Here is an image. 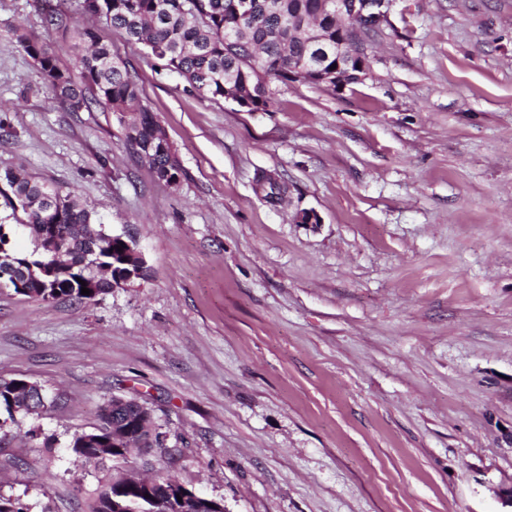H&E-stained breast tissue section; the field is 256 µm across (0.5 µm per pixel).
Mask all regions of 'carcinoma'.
I'll list each match as a JSON object with an SVG mask.
<instances>
[{"instance_id": "carcinoma-1", "label": "carcinoma", "mask_w": 512, "mask_h": 512, "mask_svg": "<svg viewBox=\"0 0 512 512\" xmlns=\"http://www.w3.org/2000/svg\"><path fill=\"white\" fill-rule=\"evenodd\" d=\"M249 13L240 14L237 0H83L85 10L105 19L106 25L126 43H149L151 55L185 78L200 94L224 97L235 91L248 112H267L274 103L271 83L312 79L288 69L292 61L308 62L307 38L288 19L299 9L310 13L320 0H250ZM236 33L239 45L224 51V34ZM81 39L88 44L74 66L62 68L48 47L23 35L17 45L37 63L55 96L73 112L102 104L116 115L124 142L158 179L180 180L182 169L172 144L162 140L159 122L148 108L142 89L129 73L117 49L85 28ZM7 189L0 194L21 226L31 236L34 249H15L12 227L0 223V250L14 258V267H0V286H9L27 297L67 299L92 303L112 292L116 271L128 268L127 239L99 225L96 214L71 194L16 175L0 173ZM52 195L54 202L45 201ZM86 285H81V282ZM91 290L81 294V288ZM41 387H28L21 378L0 381V413L16 417L39 415L50 409ZM165 447L156 431L153 410L133 399L114 397L101 409L100 424L92 431L74 434L71 448L88 461L127 460L128 448ZM183 497L185 501L178 502ZM91 512H213L201 498L170 472L161 471L148 484L127 478L107 484Z\"/></svg>"}]
</instances>
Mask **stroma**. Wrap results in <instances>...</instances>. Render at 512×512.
<instances>
[{
  "label": "stroma",
  "instance_id": "1",
  "mask_svg": "<svg viewBox=\"0 0 512 512\" xmlns=\"http://www.w3.org/2000/svg\"><path fill=\"white\" fill-rule=\"evenodd\" d=\"M0 0V170L77 196L143 278L96 302L0 288V380L52 408L0 427V494L90 512L117 478L74 433L151 407L170 467L224 512H502L512 486V0H390L361 80L275 85L267 112L207 99L115 46L176 149L178 184L73 112L16 33L60 64L81 0ZM286 187L270 201L264 177ZM311 211L319 221L304 224Z\"/></svg>",
  "mask_w": 512,
  "mask_h": 512
}]
</instances>
